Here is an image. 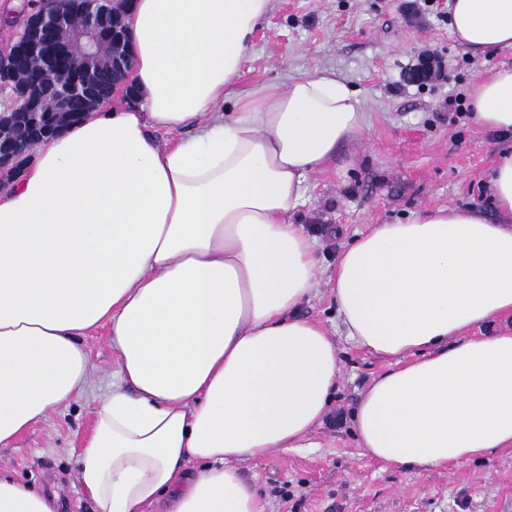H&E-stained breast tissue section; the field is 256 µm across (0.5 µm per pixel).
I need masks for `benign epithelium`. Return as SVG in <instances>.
Masks as SVG:
<instances>
[{"label": "benign epithelium", "instance_id": "1", "mask_svg": "<svg viewBox=\"0 0 512 512\" xmlns=\"http://www.w3.org/2000/svg\"><path fill=\"white\" fill-rule=\"evenodd\" d=\"M55 0H36L21 16L15 36L0 47V77L13 84L10 102L0 111V190H6L22 171L20 144L32 150L42 141L63 131L73 99H82L87 108L105 106L131 87L126 57L115 48L126 43V18L118 14L112 0H90L88 16L82 27L73 29L66 15L54 8ZM75 46L70 76L53 87L55 112H41V96L26 80L27 59L39 56L47 74L57 69L55 47ZM102 71L111 73V87L103 92L98 83Z\"/></svg>", "mask_w": 512, "mask_h": 512}]
</instances>
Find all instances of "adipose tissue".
I'll list each match as a JSON object with an SVG mask.
<instances>
[{
  "label": "adipose tissue",
  "mask_w": 512,
  "mask_h": 512,
  "mask_svg": "<svg viewBox=\"0 0 512 512\" xmlns=\"http://www.w3.org/2000/svg\"><path fill=\"white\" fill-rule=\"evenodd\" d=\"M272 2L135 0L136 104L37 146L0 195V446L81 396L83 339L107 327L118 370L78 454L99 512H264L239 462L307 447L334 398L337 346L298 314L317 241L294 217L364 116L325 70L234 90ZM449 12L472 54L512 47V0ZM471 107L512 133V68L480 79ZM487 185L500 223L439 208L371 225L336 255L345 335L393 363L352 415L384 463L438 469L512 447V331L474 333L512 315V152ZM60 510L0 467V512Z\"/></svg>",
  "instance_id": "1"
}]
</instances>
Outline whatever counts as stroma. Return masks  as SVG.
I'll return each mask as SVG.
<instances>
[{
    "label": "stroma",
    "mask_w": 512,
    "mask_h": 512,
    "mask_svg": "<svg viewBox=\"0 0 512 512\" xmlns=\"http://www.w3.org/2000/svg\"><path fill=\"white\" fill-rule=\"evenodd\" d=\"M407 0H274L257 25L234 81L244 93L262 83L282 86L314 70L336 73L358 92L362 135L343 143L309 178L310 201L297 223L314 231L320 284L300 315L320 322L338 347L335 399L315 429L313 447L275 451L241 462L258 485L266 512H512V448L429 471L385 466L360 448L352 411L364 387L389 363L356 347L338 325L327 279L337 250L370 224L438 207H476L497 221L485 174L512 134L477 125L450 100L469 104L474 84L501 66L512 47L491 57L466 52L448 30V0H427L418 20ZM436 50L450 77L418 80L413 68ZM93 367L84 394L50 411L11 445L0 466L34 489L56 492L62 512H97L77 481V454L92 411L112 387L117 365L106 329L84 340Z\"/></svg>",
    "instance_id": "35a3bbf8"
}]
</instances>
